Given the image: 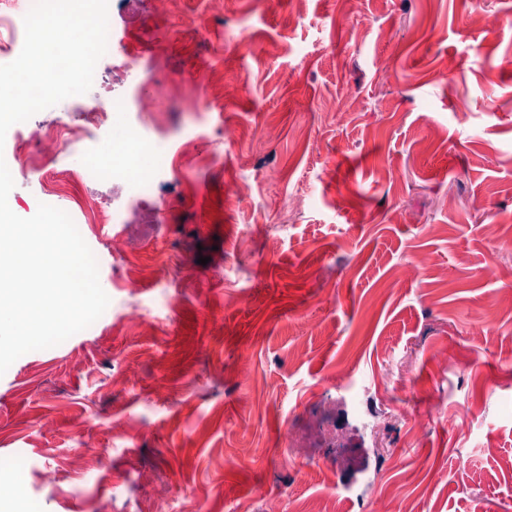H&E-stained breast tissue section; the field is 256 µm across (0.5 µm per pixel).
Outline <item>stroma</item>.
<instances>
[{"label": "stroma", "instance_id": "1", "mask_svg": "<svg viewBox=\"0 0 512 512\" xmlns=\"http://www.w3.org/2000/svg\"><path fill=\"white\" fill-rule=\"evenodd\" d=\"M145 2L167 80L95 137L162 131L167 208L84 224L49 198L110 303L0 376V512H512V314L486 307L512 289V0ZM394 408L413 423L377 435Z\"/></svg>", "mask_w": 512, "mask_h": 512}]
</instances>
